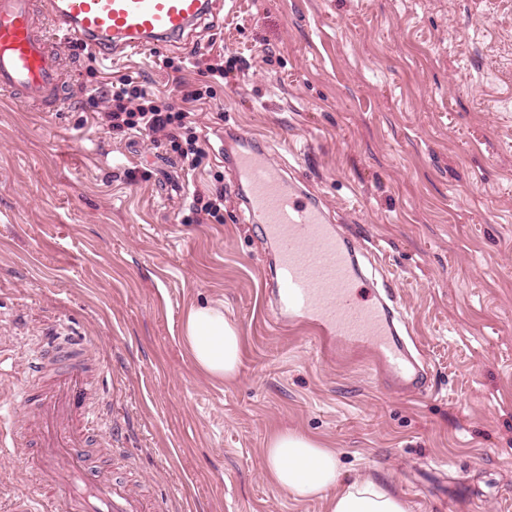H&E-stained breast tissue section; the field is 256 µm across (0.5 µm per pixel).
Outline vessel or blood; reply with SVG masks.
Instances as JSON below:
<instances>
[{
    "mask_svg": "<svg viewBox=\"0 0 512 512\" xmlns=\"http://www.w3.org/2000/svg\"><path fill=\"white\" fill-rule=\"evenodd\" d=\"M213 12L212 0H47L52 34L102 56L141 48L184 45L194 26ZM35 23L32 0H0V92L52 111L66 104L60 59ZM238 182L248 188L253 223L277 253V322L307 325L317 336L367 344L379 371L407 392L423 391L426 377L396 339L395 314L362 294L354 273L355 248L326 222L319 200L286 184L281 170L241 138ZM87 346L64 337L40 349L16 393L18 410L0 419V456L33 471L48 497L18 512H161L130 480L93 464L90 447L104 426Z\"/></svg>",
    "mask_w": 512,
    "mask_h": 512,
    "instance_id": "vessel-or-blood-1",
    "label": "vessel or blood"
}]
</instances>
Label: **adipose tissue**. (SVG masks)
<instances>
[{
	"label": "adipose tissue",
	"mask_w": 512,
	"mask_h": 512,
	"mask_svg": "<svg viewBox=\"0 0 512 512\" xmlns=\"http://www.w3.org/2000/svg\"><path fill=\"white\" fill-rule=\"evenodd\" d=\"M183 342L203 374L224 380L238 375L241 338L221 308L191 310L184 323ZM263 468L276 486L294 498L330 496L331 512H408L401 495L374 477L340 484L336 452L298 431L286 429L267 440Z\"/></svg>",
	"instance_id": "ef3b65f1"
}]
</instances>
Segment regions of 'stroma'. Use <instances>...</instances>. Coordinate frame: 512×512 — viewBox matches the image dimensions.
Returning a JSON list of instances; mask_svg holds the SVG:
<instances>
[{"instance_id":"1","label":"stroma","mask_w":512,"mask_h":512,"mask_svg":"<svg viewBox=\"0 0 512 512\" xmlns=\"http://www.w3.org/2000/svg\"><path fill=\"white\" fill-rule=\"evenodd\" d=\"M213 2L188 49L61 46L63 111L0 95V404L66 331L91 347L115 459L169 512H330V496L297 500L266 476L265 444L287 428L336 451L341 483L373 476L410 512H512V0ZM219 53L238 63L190 106L195 172L163 134L96 128L111 85L178 105ZM242 133L392 283L424 392L272 319L273 247L243 219L230 156ZM218 182L223 223H186ZM202 306L239 330L233 380L184 345ZM40 495L0 460V512Z\"/></svg>"}]
</instances>
